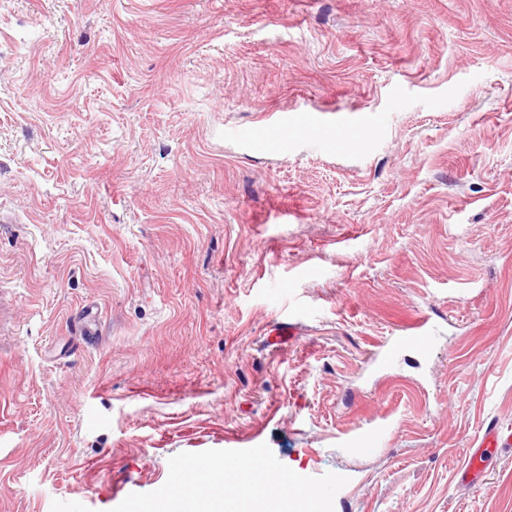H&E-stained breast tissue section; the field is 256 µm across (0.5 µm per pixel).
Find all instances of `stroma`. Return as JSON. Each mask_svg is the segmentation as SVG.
Segmentation results:
<instances>
[{"label": "stroma", "mask_w": 512, "mask_h": 512, "mask_svg": "<svg viewBox=\"0 0 512 512\" xmlns=\"http://www.w3.org/2000/svg\"><path fill=\"white\" fill-rule=\"evenodd\" d=\"M492 424L512 0H0V512H111L262 443L347 477L334 512H512V447L459 480ZM336 148L361 156L369 150L366 138L356 133L350 126L336 127ZM430 335L429 332H423L419 336H391L376 358L378 364L383 367L392 365L405 348H414L425 352L434 337ZM389 429L390 422L386 418H381L374 425L355 429L345 442L348 447L355 448L359 453L371 454L382 447L383 438Z\"/></svg>", "instance_id": "1"}]
</instances>
